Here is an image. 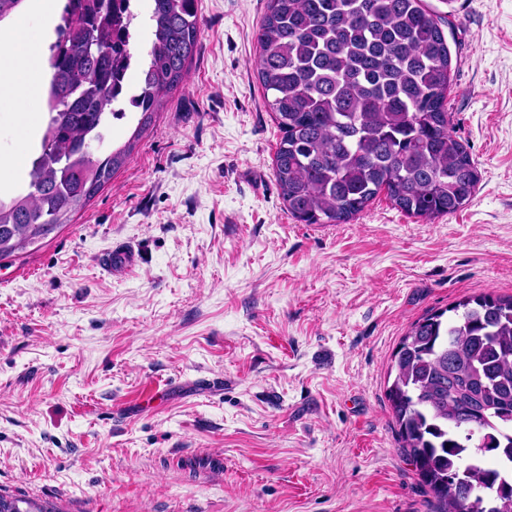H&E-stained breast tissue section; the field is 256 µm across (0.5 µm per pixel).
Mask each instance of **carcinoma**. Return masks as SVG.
Instances as JSON below:
<instances>
[{"mask_svg":"<svg viewBox=\"0 0 512 512\" xmlns=\"http://www.w3.org/2000/svg\"><path fill=\"white\" fill-rule=\"evenodd\" d=\"M125 0H67L28 190L0 197V259L73 221L131 157L198 51V0H151L137 93ZM256 67L281 138L273 171L304 224H345L384 192L434 220L471 200L480 176L452 133L451 51L424 0H268ZM140 114L103 148L112 102ZM387 400L399 448L433 512H512V296L481 292L415 322L394 351ZM0 494V512H51Z\"/></svg>","mask_w":512,"mask_h":512,"instance_id":"obj_1","label":"carcinoma"}]
</instances>
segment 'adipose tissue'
<instances>
[{"label": "adipose tissue", "mask_w": 512, "mask_h": 512, "mask_svg": "<svg viewBox=\"0 0 512 512\" xmlns=\"http://www.w3.org/2000/svg\"><path fill=\"white\" fill-rule=\"evenodd\" d=\"M32 10L19 15L11 36L0 35V71L7 73L5 85L15 112L32 128L37 114L32 105L42 92V56L38 46L31 44L26 33L32 18L51 16L57 0H31Z\"/></svg>", "instance_id": "1"}]
</instances>
